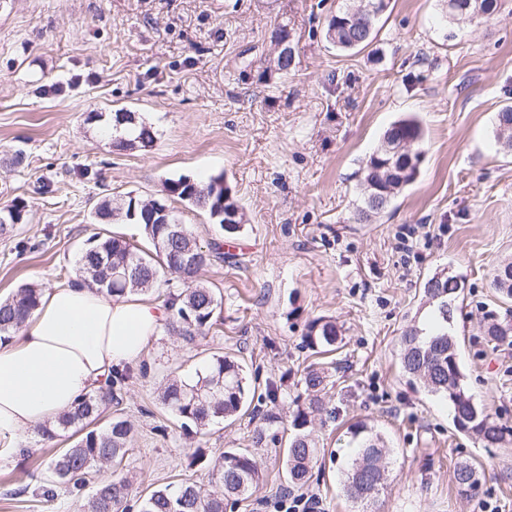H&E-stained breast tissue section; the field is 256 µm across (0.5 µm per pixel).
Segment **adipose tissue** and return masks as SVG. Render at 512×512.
I'll list each match as a JSON object with an SVG mask.
<instances>
[{
	"label": "adipose tissue",
	"instance_id": "adipose-tissue-1",
	"mask_svg": "<svg viewBox=\"0 0 512 512\" xmlns=\"http://www.w3.org/2000/svg\"><path fill=\"white\" fill-rule=\"evenodd\" d=\"M165 317L151 301L112 297L82 274L47 290L22 329L0 341V441L15 447L136 364Z\"/></svg>",
	"mask_w": 512,
	"mask_h": 512
}]
</instances>
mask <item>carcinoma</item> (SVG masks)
Listing matches in <instances>:
<instances>
[{
    "label": "carcinoma",
    "instance_id": "carcinoma-1",
    "mask_svg": "<svg viewBox=\"0 0 512 512\" xmlns=\"http://www.w3.org/2000/svg\"><path fill=\"white\" fill-rule=\"evenodd\" d=\"M388 8V0H346V3L327 22V37L340 50L363 49L374 39L379 18ZM117 145L122 148H150L156 139L154 127L144 121L112 126ZM497 141L512 150V106L497 113ZM423 139V129L414 119L391 124L383 134L378 148L369 156L361 179L362 205L357 220L367 222L385 211L394 198L417 177L420 153L414 150ZM402 144L399 153H389L388 146ZM164 195L185 202L208 214L224 228L225 216H235L236 228H241L242 214L220 177L207 182L187 176L167 179ZM24 207L10 204L0 207V228L6 229L23 220ZM95 224L100 231L90 235L80 251L79 271L92 284L114 297L131 292L154 290L162 272L173 274L184 288L163 294V305L171 312L172 330L192 342L208 334L218 325L222 296L213 289L194 284L198 271L211 261L225 258L224 242L215 240L203 247L196 238L172 234L166 221L177 219L164 202H144L127 196L122 207L112 206V199L104 197L94 206ZM121 219L126 224L143 225L151 248L143 249L122 237L109 235L108 226ZM132 265L136 271L125 274ZM491 284L502 295L512 298V261L494 269ZM462 282L447 276L439 281L430 278L424 285V294L431 308L432 326L428 334L420 327L403 333L400 341V364L411 381L428 393L447 400L453 407L454 428L486 448L499 447L512 436V430L500 424L478 405L465 386L455 336L448 330L453 322L454 305L463 293ZM42 289L34 284H23L11 296L0 300V338L17 332L40 305ZM485 336L494 346L512 347V315L491 314L486 321ZM336 324L316 318L308 325L304 336L306 345L318 354L338 350ZM128 375L120 374L108 380L106 388L80 400L74 410L59 416L54 423L42 427L46 441L57 437L58 431H72L75 444L46 460L47 473L40 486V497L53 501L63 492L79 502L80 512H132L127 503L128 487L125 480L115 478L98 483L89 495L84 491L90 482L92 469L99 463L121 464L129 452L133 425L116 416L100 426L106 404L118 405ZM326 375L318 369L305 373L303 384L309 399L296 404L290 421L288 440L279 437L280 414L270 409L263 414L262 426L252 439L258 447L269 442L284 444V477L291 489L302 487L311 478L317 461L318 444L310 426L315 415L323 410L321 392L325 390ZM161 404L172 411L179 428L189 432L202 430L217 418L231 419L249 412L253 397L242 364L224 355H213L204 368L197 372L193 383L174 380L167 384L160 396ZM358 448L346 471L345 492L354 500H368V491L383 488L385 468L381 464L389 452L381 434L363 422H357L349 431ZM214 487L184 481L177 488L158 487L135 501L137 512H224V500L252 494L262 483L253 453L239 448H227L210 461ZM458 491L469 496L478 486L476 467L460 462L454 470Z\"/></svg>",
    "mask_w": 512,
    "mask_h": 512
}]
</instances>
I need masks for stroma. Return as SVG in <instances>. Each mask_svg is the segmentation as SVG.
Here are the masks:
<instances>
[{"label":"stroma","instance_id":"1","mask_svg":"<svg viewBox=\"0 0 512 512\" xmlns=\"http://www.w3.org/2000/svg\"><path fill=\"white\" fill-rule=\"evenodd\" d=\"M342 0H0V206L26 207L0 232V297L19 285L45 289L78 274L96 230L92 206L163 196L165 180L220 175L243 213L224 245L234 263H209L199 284L223 298L219 330L194 344L160 329L133 370L118 410L135 427L120 466L97 465L139 496L190 478L211 486L210 458L248 448L260 418L218 420L183 432L159 400L169 380H189L215 354L244 365L257 394L282 383L288 412L306 367L322 366L326 410L313 431L326 454L304 493L318 512H358L344 491L359 420L390 446L387 480L368 512H512V445L485 448L457 432L448 402L409 385L400 338L425 326L423 287L445 270L465 283L454 333L469 394L512 427V347L482 333L488 311L512 301L491 288L495 264L512 260V153L496 116L512 105V0L497 19L449 20L444 0H390L373 43L344 52L326 37ZM286 26L294 61L277 73L273 36ZM157 131L151 148L113 146L117 110ZM417 118L420 172L370 223L355 219L360 172L385 130ZM21 165L11 164L15 153ZM51 193H39L42 183ZM334 320L336 352L303 338ZM74 443L24 438L29 456L0 447V512H77L67 496L31 494L34 460ZM283 450L256 456L265 482L234 512H276ZM478 467L474 496L458 494L457 463Z\"/></svg>","mask_w":512,"mask_h":512}]
</instances>
